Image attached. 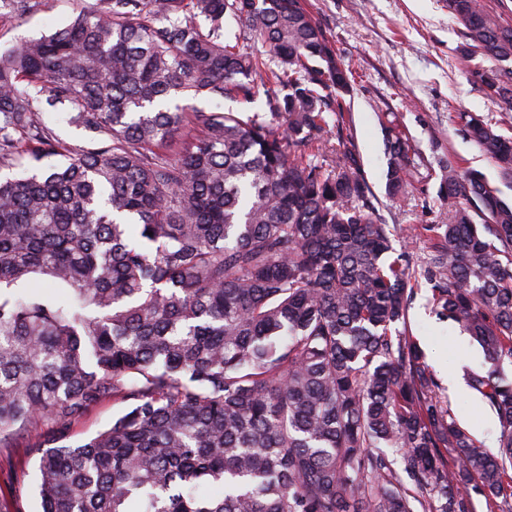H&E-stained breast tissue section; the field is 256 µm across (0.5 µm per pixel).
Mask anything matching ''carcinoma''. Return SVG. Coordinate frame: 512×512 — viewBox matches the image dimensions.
Masks as SVG:
<instances>
[{"mask_svg": "<svg viewBox=\"0 0 512 512\" xmlns=\"http://www.w3.org/2000/svg\"><path fill=\"white\" fill-rule=\"evenodd\" d=\"M42 6L0 0V30ZM448 11L474 83L511 109L512 25L485 0ZM228 18L270 62L226 41ZM350 85L306 0H95L0 49V171L26 166L0 177V448L38 432L42 512L512 506V204L448 158V223L422 227L415 270L347 146ZM200 95L263 110L169 107ZM50 110L95 145L63 143ZM383 118L396 200L423 176ZM455 129L512 183V135L475 112ZM420 278L485 353L465 379L494 447L409 333ZM107 400L123 413L70 441Z\"/></svg>", "mask_w": 512, "mask_h": 512, "instance_id": "1", "label": "carcinoma"}]
</instances>
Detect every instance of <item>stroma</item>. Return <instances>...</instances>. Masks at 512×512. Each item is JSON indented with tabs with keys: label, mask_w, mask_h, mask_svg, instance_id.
<instances>
[{
	"label": "stroma",
	"mask_w": 512,
	"mask_h": 512,
	"mask_svg": "<svg viewBox=\"0 0 512 512\" xmlns=\"http://www.w3.org/2000/svg\"><path fill=\"white\" fill-rule=\"evenodd\" d=\"M92 3L45 0L41 11L0 36V47H9L17 37L51 33ZM307 4L326 29L337 56L352 72V89L345 98L350 143L397 240L412 239L415 260L426 254L421 225L448 221V209L438 193L440 167L447 157L456 158L462 167L482 171L491 183L499 184L503 199L512 202V185L500 184L494 165L453 126L454 113L464 110L485 115L508 132L512 111L493 102L473 82L457 52L460 27L445 0H307ZM386 112L394 113L431 170L428 180L394 201L385 191L381 116ZM430 298L429 287L418 283L408 326L440 381L438 395L478 439L495 442L497 420L480 410L463 376L464 369L482 368L483 351L459 326L438 320ZM28 443L22 437L15 447L0 448V512H39L38 462L28 454Z\"/></svg>",
	"instance_id": "1"
}]
</instances>
